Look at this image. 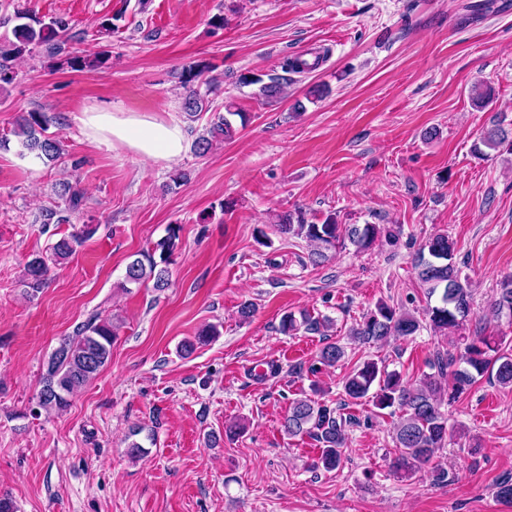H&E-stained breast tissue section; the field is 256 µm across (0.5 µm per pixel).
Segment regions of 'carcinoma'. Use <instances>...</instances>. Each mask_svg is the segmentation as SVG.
<instances>
[{
	"label": "carcinoma",
	"instance_id": "cac0c4a2",
	"mask_svg": "<svg viewBox=\"0 0 512 512\" xmlns=\"http://www.w3.org/2000/svg\"><path fill=\"white\" fill-rule=\"evenodd\" d=\"M15 18L21 23L14 28V40L0 43V93L7 91L13 83L16 71L13 61L24 56L32 46H44L53 54H65L63 63L75 71L84 68L102 67L108 56L104 54L82 56L65 53L72 39L69 24L62 18L45 22L29 13L17 9ZM181 84L186 95L183 110L189 115L212 112L206 132L196 138L194 150L204 156L216 142L231 137L234 127L232 116H242L225 106V112L211 110L209 95L219 86L218 78L211 75V68L204 62H196L184 68ZM238 83L261 84V94L267 99H276L284 94L288 79H273L264 84L260 76L241 74ZM57 118L46 112H25L19 116L14 134L18 137L21 151L39 159L55 161L63 154L60 140L48 134L49 127ZM59 196L66 203L65 210L46 209L41 213V223L65 224L69 214L78 210L82 200L81 191L69 182L60 184ZM181 226L170 224L166 235L142 251L130 261L125 269L121 287L153 282V288L163 291L170 285L169 265L180 238ZM274 231L285 237L305 240L311 248L310 258L316 265L326 262L336 247L350 243L358 251L370 249L384 235L388 240L396 239L390 230L378 224H339L336 217L328 215L321 223H308L294 219L285 212L278 218ZM97 232V227L84 224L68 236L58 239L46 256L36 255L25 267L23 286L37 292L47 282L50 265L58 264L75 251V246L87 241ZM454 242L446 233L429 237L416 259L418 277L427 290V296H438L434 305L424 309L425 320L434 331L448 334L460 328L471 314L472 295L467 280L461 279L453 261ZM492 314L512 321V277L500 282L497 295L490 305ZM333 326L329 318H316L307 313L295 316L289 312L281 319V331L289 333L304 329L309 333L325 335ZM421 327L419 318L408 311H398L385 302L378 303L364 314L350 330L349 336L362 345L383 344L392 338L414 335ZM219 335L213 325L200 329L195 339L180 344V352L190 353L195 345L205 344ZM117 336V327L110 319L97 316L90 318L76 329L73 336L61 340L51 354L44 373L37 405L46 410L60 411L69 405V397L85 386L110 361L112 344ZM345 357V347L338 342L326 344L319 353V362L333 366ZM433 368L415 386L405 383L400 373L389 371L373 359L363 361L343 381V393L351 400L372 396L374 407L380 411L395 408L401 412L393 442L396 452L392 468L397 473L415 474L432 464L437 451L448 440V420L441 407L445 400H454L467 392L486 373H495L498 384L512 389V354L503 352V338L479 334L468 337L457 351L436 353ZM352 421L336 414V410L312 399H297L292 402L282 427L290 437L312 435L321 444L320 461L327 470L338 468L343 460L347 427Z\"/></svg>",
	"mask_w": 512,
	"mask_h": 512
}]
</instances>
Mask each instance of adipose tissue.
Returning <instances> with one entry per match:
<instances>
[{"mask_svg":"<svg viewBox=\"0 0 512 512\" xmlns=\"http://www.w3.org/2000/svg\"><path fill=\"white\" fill-rule=\"evenodd\" d=\"M74 121L91 141L125 148L160 165L177 161L188 147L184 126L173 112L162 117L94 107L75 115Z\"/></svg>","mask_w":512,"mask_h":512,"instance_id":"1","label":"adipose tissue"}]
</instances>
